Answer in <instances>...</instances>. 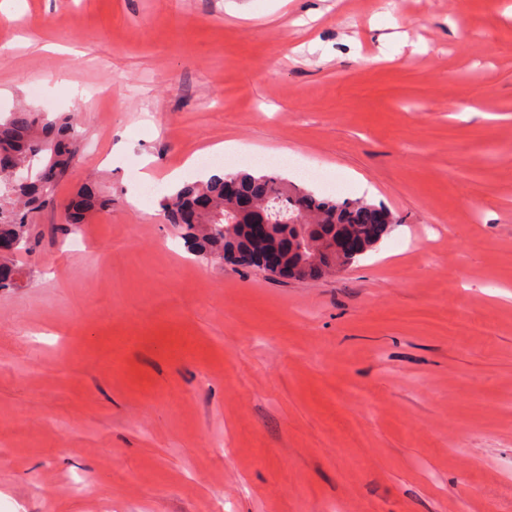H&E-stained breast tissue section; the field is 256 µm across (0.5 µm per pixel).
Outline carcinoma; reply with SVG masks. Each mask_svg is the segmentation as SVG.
Instances as JSON below:
<instances>
[{
    "label": "carcinoma",
    "mask_w": 512,
    "mask_h": 512,
    "mask_svg": "<svg viewBox=\"0 0 512 512\" xmlns=\"http://www.w3.org/2000/svg\"><path fill=\"white\" fill-rule=\"evenodd\" d=\"M81 134L71 115L49 116L20 106L0 119V270H18L14 255L25 249L34 233L31 216L53 203L55 190L78 155ZM234 178L239 188L269 201L272 214L302 218L305 224H317L325 233H338L355 239L357 246L342 258L351 265L363 248H371L387 227L396 223L383 207L364 200L338 202L320 199L303 187L291 185L277 175L234 173L212 176L185 185L162 199L161 207L173 224H181L184 209L198 196L208 198L211 213L197 224L183 226L188 248L201 257L220 255L226 250L247 249L253 244L248 234L224 229L229 224L224 183ZM80 204L63 225L75 232L87 215L98 207L112 205V199H100L95 192L79 194Z\"/></svg>",
    "instance_id": "1"
}]
</instances>
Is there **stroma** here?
<instances>
[{
    "mask_svg": "<svg viewBox=\"0 0 512 512\" xmlns=\"http://www.w3.org/2000/svg\"><path fill=\"white\" fill-rule=\"evenodd\" d=\"M504 7L0 0V113L84 146L0 290V512H512ZM226 140L398 222L311 281L196 257L135 197ZM87 185L84 250L49 229Z\"/></svg>",
    "mask_w": 512,
    "mask_h": 512,
    "instance_id": "obj_1",
    "label": "stroma"
}]
</instances>
